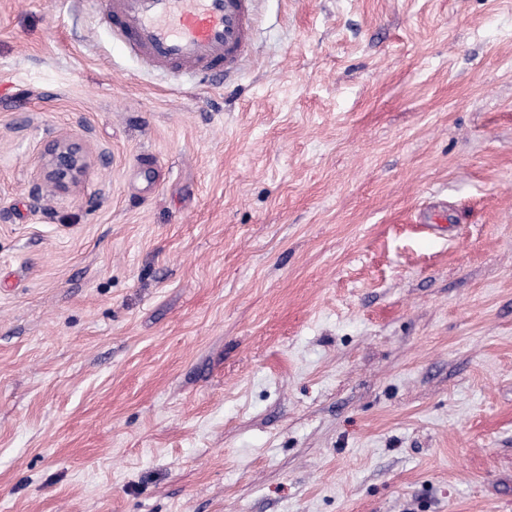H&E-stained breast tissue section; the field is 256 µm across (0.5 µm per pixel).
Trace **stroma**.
<instances>
[{"label":"stroma","mask_w":512,"mask_h":512,"mask_svg":"<svg viewBox=\"0 0 512 512\" xmlns=\"http://www.w3.org/2000/svg\"><path fill=\"white\" fill-rule=\"evenodd\" d=\"M108 2L0 0V512H512V0ZM110 1L112 37L153 67L227 76L249 50L252 0ZM93 163V155L84 139L54 136L41 156L42 179L57 191L66 193L86 180Z\"/></svg>","instance_id":"obj_1"}]
</instances>
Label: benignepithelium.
Here are the masks:
<instances>
[{
	"instance_id": "obj_1",
	"label": "benign epithelium",
	"mask_w": 512,
	"mask_h": 512,
	"mask_svg": "<svg viewBox=\"0 0 512 512\" xmlns=\"http://www.w3.org/2000/svg\"><path fill=\"white\" fill-rule=\"evenodd\" d=\"M93 163L85 140L54 136L41 156L42 179L57 191L66 193L86 180Z\"/></svg>"
}]
</instances>
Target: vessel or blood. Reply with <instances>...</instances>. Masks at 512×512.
Segmentation results:
<instances>
[{
  "mask_svg": "<svg viewBox=\"0 0 512 512\" xmlns=\"http://www.w3.org/2000/svg\"><path fill=\"white\" fill-rule=\"evenodd\" d=\"M105 23L151 66L229 74L250 47L252 0H111Z\"/></svg>",
  "mask_w": 512,
  "mask_h": 512,
  "instance_id": "b4317fda",
  "label": "vessel or blood"
}]
</instances>
